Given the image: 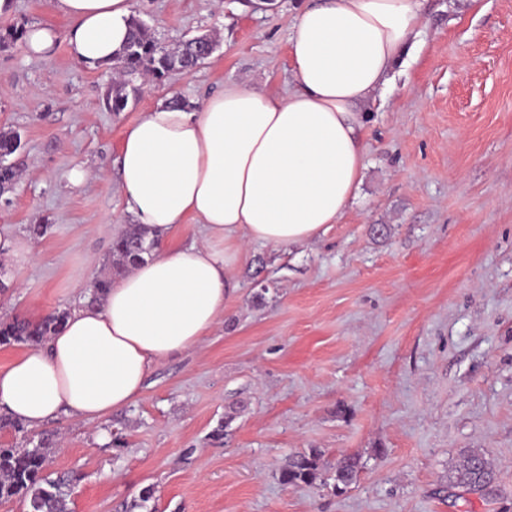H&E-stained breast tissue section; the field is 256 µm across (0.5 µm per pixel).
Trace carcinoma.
<instances>
[{
    "label": "carcinoma",
    "mask_w": 512,
    "mask_h": 512,
    "mask_svg": "<svg viewBox=\"0 0 512 512\" xmlns=\"http://www.w3.org/2000/svg\"><path fill=\"white\" fill-rule=\"evenodd\" d=\"M156 39L148 27L138 18H131V32L113 62L127 78L150 74L155 78H169L173 74H188L206 60L204 38L186 40L175 51L155 49ZM130 87L125 80L112 85L106 97L116 110L128 105ZM155 242L146 240L144 234L131 225L112 243V267L115 272L128 269L142 260V255L151 252ZM112 285V274L95 277L89 285V301L100 300ZM67 317L65 311H55L38 322L17 317L0 320V345L19 344L29 348L38 347L58 332ZM53 442L41 437L31 448L15 446L0 447V500L17 498L23 502L26 512H69V496L73 479H52L46 474L49 448ZM362 469L361 459L355 454H342L333 466L322 461V453L316 449L298 453L288 459L281 468L279 480L284 485L300 483L323 486L333 485L338 492L345 491L356 482ZM450 484L483 499L497 495L496 476L483 451L470 449L462 454L450 476Z\"/></svg>",
    "instance_id": "obj_1"
}]
</instances>
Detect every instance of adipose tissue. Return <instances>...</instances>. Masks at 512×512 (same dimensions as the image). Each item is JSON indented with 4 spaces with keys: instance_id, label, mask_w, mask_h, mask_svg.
Returning a JSON list of instances; mask_svg holds the SVG:
<instances>
[{
    "instance_id": "adipose-tissue-1",
    "label": "adipose tissue",
    "mask_w": 512,
    "mask_h": 512,
    "mask_svg": "<svg viewBox=\"0 0 512 512\" xmlns=\"http://www.w3.org/2000/svg\"><path fill=\"white\" fill-rule=\"evenodd\" d=\"M53 5L70 22L72 57L111 64L131 0ZM422 20L423 0H310L289 39L287 93L229 84L190 110L158 101L128 126L119 190L162 249L0 369V413L34 428L127 407L154 364L197 348L223 319L245 245L304 244L337 223L365 167L362 108ZM190 218L204 244L168 247Z\"/></svg>"
}]
</instances>
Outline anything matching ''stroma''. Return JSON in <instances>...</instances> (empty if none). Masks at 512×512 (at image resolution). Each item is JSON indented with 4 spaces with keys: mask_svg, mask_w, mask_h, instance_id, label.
<instances>
[{
    "mask_svg": "<svg viewBox=\"0 0 512 512\" xmlns=\"http://www.w3.org/2000/svg\"><path fill=\"white\" fill-rule=\"evenodd\" d=\"M305 3L132 0L167 48L201 35L216 48L113 112L111 67L78 63L63 41L30 58L14 40L69 27L52 0H11L0 129L21 136L22 179L0 194V231L34 258L0 260L12 282L0 319L72 310L109 271L131 222L120 146L142 112L228 84L292 88L288 40ZM363 120L365 169L343 217L309 243L247 246L200 348L154 365L140 397L98 421L0 430L5 446L57 439L48 472L76 475L71 512H130L147 486L155 512H512V0H425ZM77 166L92 175L74 186ZM313 448L328 464L359 455L357 482L281 484L289 456ZM472 448L496 470L494 499L448 488Z\"/></svg>",
    "mask_w": 512,
    "mask_h": 512,
    "instance_id": "obj_1",
    "label": "stroma"
}]
</instances>
